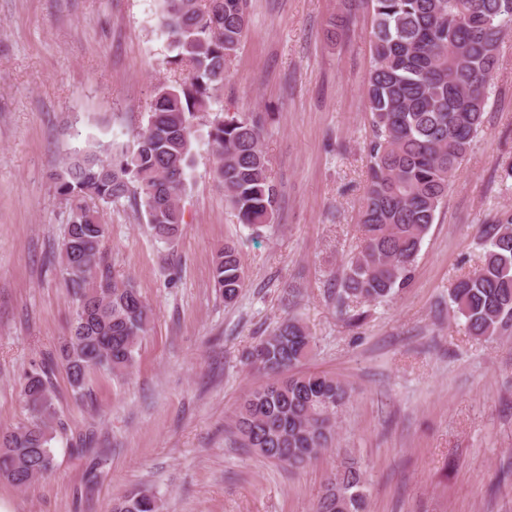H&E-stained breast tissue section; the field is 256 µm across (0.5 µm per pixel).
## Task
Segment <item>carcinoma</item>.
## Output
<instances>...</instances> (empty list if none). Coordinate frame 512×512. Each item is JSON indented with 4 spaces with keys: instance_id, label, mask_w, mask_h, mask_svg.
<instances>
[{
    "instance_id": "obj_1",
    "label": "carcinoma",
    "mask_w": 512,
    "mask_h": 512,
    "mask_svg": "<svg viewBox=\"0 0 512 512\" xmlns=\"http://www.w3.org/2000/svg\"><path fill=\"white\" fill-rule=\"evenodd\" d=\"M371 68L365 97L373 139L367 149V190L361 240L338 277L336 301L349 325L361 308L391 299L409 285L423 240L456 172L485 123L499 48L512 29V0H370ZM167 64L187 71L173 86L155 88L147 124L110 158L90 145L52 176L69 210L60 265L77 301L59 348L75 396L92 370L115 376L135 364L150 309L136 288L102 266L107 236L99 208L139 196L151 234L181 232L180 201L193 161L195 127L204 123L214 178L240 223L257 232L274 223L279 191L263 149L267 112L210 113V91L248 32V0H161ZM483 253L448 289L450 309L466 335L491 340L512 329V210H500L480 231ZM224 303L237 300L246 271L235 242L213 259ZM314 337L294 315L281 320L248 353L266 377L242 399L233 429L242 448L290 470L329 447L336 413L349 391L325 373H296ZM53 383L46 368L23 384L28 417L0 433V480L25 489L51 471L55 438ZM157 497L138 489L112 512H160ZM316 512H367L361 471L347 464L330 481Z\"/></svg>"
}]
</instances>
